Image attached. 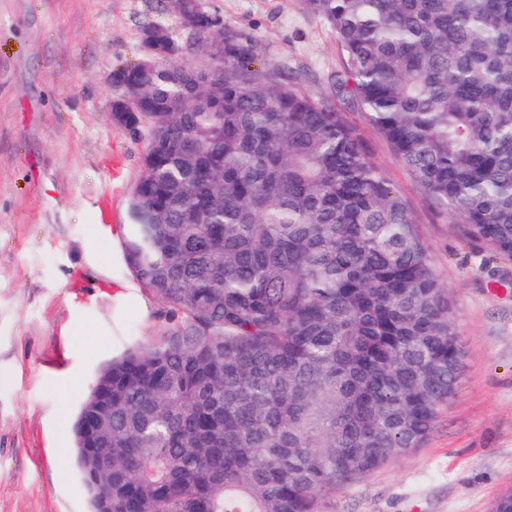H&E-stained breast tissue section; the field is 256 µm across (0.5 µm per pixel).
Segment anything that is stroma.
<instances>
[{"label": "stroma", "mask_w": 512, "mask_h": 512, "mask_svg": "<svg viewBox=\"0 0 512 512\" xmlns=\"http://www.w3.org/2000/svg\"><path fill=\"white\" fill-rule=\"evenodd\" d=\"M256 64L334 95L336 36L309 0H205ZM170 0H0V512H90L71 427L99 368L170 312L122 241L142 138L113 122L112 77L143 29L190 30ZM405 201L455 312L465 370L421 447L336 490L322 512H492L512 492V261L438 206L364 112L347 111Z\"/></svg>", "instance_id": "stroma-1"}]
</instances>
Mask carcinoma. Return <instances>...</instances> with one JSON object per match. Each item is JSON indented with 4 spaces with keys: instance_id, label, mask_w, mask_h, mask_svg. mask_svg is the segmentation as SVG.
Returning <instances> with one entry per match:
<instances>
[{
    "instance_id": "1",
    "label": "carcinoma",
    "mask_w": 512,
    "mask_h": 512,
    "mask_svg": "<svg viewBox=\"0 0 512 512\" xmlns=\"http://www.w3.org/2000/svg\"><path fill=\"white\" fill-rule=\"evenodd\" d=\"M336 96L512 260V0H310ZM218 16L181 5L197 51ZM121 71L145 133L125 263L172 317L107 362L75 424L92 512H321L420 446L465 367L400 195L343 113L252 67ZM97 410L90 433L88 413Z\"/></svg>"
}]
</instances>
